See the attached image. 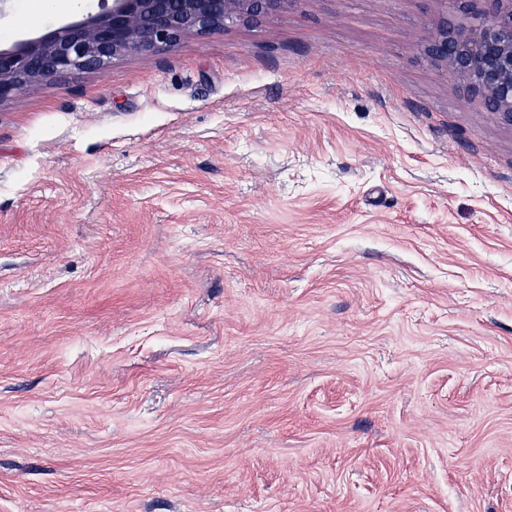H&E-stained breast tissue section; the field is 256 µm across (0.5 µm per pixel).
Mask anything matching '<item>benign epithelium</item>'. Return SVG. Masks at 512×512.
I'll list each match as a JSON object with an SVG mask.
<instances>
[{"label": "benign epithelium", "instance_id": "obj_1", "mask_svg": "<svg viewBox=\"0 0 512 512\" xmlns=\"http://www.w3.org/2000/svg\"><path fill=\"white\" fill-rule=\"evenodd\" d=\"M96 14L36 39L0 48V105L27 85L98 69L121 53H154L184 36L224 29L227 21L260 23L288 0H102ZM471 17L464 24L448 9L432 20L424 54L458 76L465 93L512 123V0H453Z\"/></svg>", "mask_w": 512, "mask_h": 512}]
</instances>
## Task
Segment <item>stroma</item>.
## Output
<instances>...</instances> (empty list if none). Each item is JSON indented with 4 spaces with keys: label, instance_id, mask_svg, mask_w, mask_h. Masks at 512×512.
Wrapping results in <instances>:
<instances>
[{
    "label": "stroma",
    "instance_id": "stroma-1",
    "mask_svg": "<svg viewBox=\"0 0 512 512\" xmlns=\"http://www.w3.org/2000/svg\"><path fill=\"white\" fill-rule=\"evenodd\" d=\"M440 8L289 0L0 105V512H512V124Z\"/></svg>",
    "mask_w": 512,
    "mask_h": 512
}]
</instances>
